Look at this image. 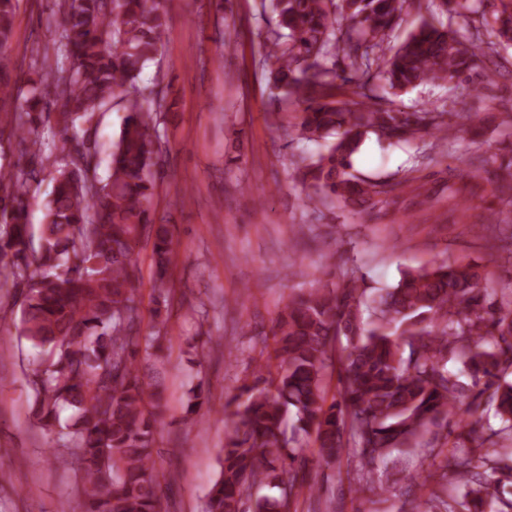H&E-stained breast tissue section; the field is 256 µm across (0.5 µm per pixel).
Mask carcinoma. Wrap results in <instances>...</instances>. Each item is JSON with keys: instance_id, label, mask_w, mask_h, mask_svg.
<instances>
[{"instance_id": "1", "label": "carcinoma", "mask_w": 512, "mask_h": 512, "mask_svg": "<svg viewBox=\"0 0 512 512\" xmlns=\"http://www.w3.org/2000/svg\"><path fill=\"white\" fill-rule=\"evenodd\" d=\"M273 2L268 114L277 125L288 103L298 102V135L327 142L297 166L306 203L316 209L380 210L412 186L413 176L381 181L356 172L353 156L368 134L408 140L421 129H445L441 112L382 107L371 80L398 96L423 83L459 80L481 58L512 46V0H479L482 24L494 37L487 43L453 28V15L471 10L473 0H443L444 21L421 14L424 0ZM17 4L0 0V140L18 139L33 157L60 151L69 158L55 168L34 254L28 205L38 172L0 175V283L23 295L20 335L49 348V358L28 375L33 406L47 433L61 410H73L68 436L78 448L83 512H162V483L173 475L159 472L153 458L163 397L136 363L135 255L142 240L152 241L153 332L145 341L158 349L175 294L174 242L169 226L152 218L163 104L131 89L162 50L166 15L159 0H58L60 37L44 49L46 72L28 79L21 99L6 65ZM413 10L412 30L386 56L394 28ZM338 80L353 99L334 100ZM118 94L126 117L102 178L94 117ZM52 127L59 138L48 141L44 130ZM485 229L490 248L511 260L512 232ZM360 281L352 275L332 288L312 287L284 306L273 355L224 403L232 427L203 512H244L247 492L261 484L279 495L256 499L252 512H292L300 497H313L316 478L301 465L303 435L314 438L327 466L344 454L358 461L365 492L377 491L366 467L427 448L445 455L442 478L452 476L476 495L474 512H512L497 478L512 473V285L491 287V272L475 261L406 268L396 285L366 303ZM342 338L347 347L339 354ZM450 358L460 360L473 385H483L469 403L448 371ZM333 361L339 369L330 398L325 373ZM483 395L500 428L486 439L462 431L451 449H440L437 429L461 410L477 411ZM209 411L203 387L189 390L187 418L200 424ZM485 446L492 452L474 465L471 449Z\"/></svg>"}]
</instances>
